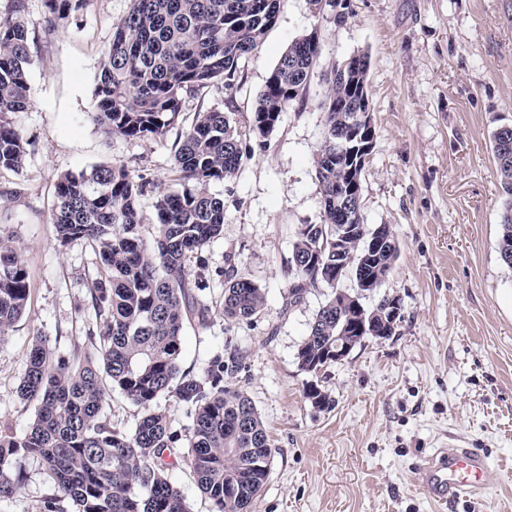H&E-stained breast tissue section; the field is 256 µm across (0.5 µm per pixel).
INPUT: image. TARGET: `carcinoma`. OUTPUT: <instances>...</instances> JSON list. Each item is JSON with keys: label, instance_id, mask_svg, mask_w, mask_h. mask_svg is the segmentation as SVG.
Listing matches in <instances>:
<instances>
[{"label": "carcinoma", "instance_id": "obj_1", "mask_svg": "<svg viewBox=\"0 0 512 512\" xmlns=\"http://www.w3.org/2000/svg\"><path fill=\"white\" fill-rule=\"evenodd\" d=\"M87 0H44L48 21L63 27ZM116 24L112 43L99 62L94 121L107 135L129 139L163 137L183 112L185 97L210 85L226 89L239 77V63L253 54L276 22L282 0H131ZM25 0H13L0 15V168L22 167L29 142L11 121L34 102L28 70L31 43ZM315 33L288 47L260 92L248 129L240 130L218 109L198 111L175 152L181 191L160 194L154 202V245L142 236L137 182L122 165H95L62 175L56 184L52 216L57 238L66 244L84 239L97 249L108 277L91 291L95 327L88 332L94 352L56 358L46 341L32 344L18 396L36 407L22 436L0 431V498L21 487L16 471L21 455L37 457L53 485L44 512H188L182 494L168 480L178 463L166 413L156 405L173 395L189 408L190 438L186 459L211 512H251L268 475L272 444L252 401L229 380L242 368L239 349L226 344L208 360L203 374L180 369L185 322L206 328L210 309L195 293L187 260L221 235L224 199L211 185L236 176L250 141L278 126L282 113L303 100L319 58ZM340 76L331 72L322 102L326 130L315 167L323 199V220L298 229L292 245L291 280L284 310L302 302L320 284L336 285V225L345 213L336 197L347 184L336 163V135L349 130L346 110L352 85L367 81L366 55ZM493 152L505 197L499 253L512 258V131L493 135ZM355 232L341 248L344 271L353 275L358 297L374 289L369 278L393 266L399 251L389 225L372 228L363 217L351 221ZM30 294L24 261L0 234V340L24 315ZM264 307L262 289L249 277L233 274L224 283V319L250 321ZM378 317L386 339L402 316L386 296L367 309ZM336 320V296L318 310L296 359L301 371L315 375L330 359L325 353L355 321L353 306ZM118 390L143 414L134 429L113 426L103 416L110 392ZM305 397L318 409L329 396L314 381Z\"/></svg>", "mask_w": 512, "mask_h": 512}]
</instances>
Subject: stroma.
<instances>
[{"label": "stroma", "mask_w": 512, "mask_h": 512, "mask_svg": "<svg viewBox=\"0 0 512 512\" xmlns=\"http://www.w3.org/2000/svg\"><path fill=\"white\" fill-rule=\"evenodd\" d=\"M131 0H87L52 31L43 0H26L34 104L13 117L35 144L18 170L0 168V233L29 273L24 316L0 341V429L23 435L35 418L17 388L35 337L70 358L95 320L90 293L106 270L87 241L59 244L52 224L61 175L124 165L147 187L139 203L151 237L159 193L179 188L174 154L198 109L248 122L266 79L288 46L310 32L320 55L302 102L254 145L237 175L212 185L224 199L222 236L193 254L188 271L210 308L207 328L186 325L180 366L202 373L232 342L244 355L236 381L259 412L272 444L268 479L253 512H512V270L499 254L504 209L491 148L512 125V0H348L345 23L315 13L310 0H282L235 86L186 100L161 138L105 135L93 120L95 79L114 26ZM369 57L367 95L374 146L362 173L361 213L387 224L399 244L376 293L398 297L393 336L366 339L317 374L332 404L304 396L308 374L297 350L333 290L311 289L283 311L288 262L300 225L323 220L315 158L325 133L321 102L334 66ZM254 280L264 309L236 325L224 319L230 271ZM452 444L488 462L482 494L437 503L415 485L428 456ZM19 491L0 512H44L53 488L40 461L19 458Z\"/></svg>", "instance_id": "obj_1"}]
</instances>
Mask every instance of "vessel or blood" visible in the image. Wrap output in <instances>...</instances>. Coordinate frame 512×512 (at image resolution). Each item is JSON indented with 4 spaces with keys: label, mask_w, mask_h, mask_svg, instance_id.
<instances>
[{
    "label": "vessel or blood",
    "mask_w": 512,
    "mask_h": 512,
    "mask_svg": "<svg viewBox=\"0 0 512 512\" xmlns=\"http://www.w3.org/2000/svg\"><path fill=\"white\" fill-rule=\"evenodd\" d=\"M488 463L485 456L471 448H442L427 459L416 483L438 502L477 494L487 487Z\"/></svg>",
    "instance_id": "b4317fda"
}]
</instances>
